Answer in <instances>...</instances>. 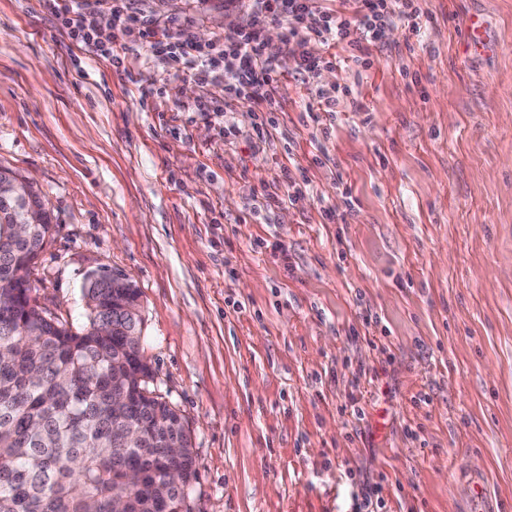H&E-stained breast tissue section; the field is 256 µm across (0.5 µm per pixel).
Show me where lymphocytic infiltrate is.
<instances>
[{
	"mask_svg": "<svg viewBox=\"0 0 512 512\" xmlns=\"http://www.w3.org/2000/svg\"><path fill=\"white\" fill-rule=\"evenodd\" d=\"M59 28L78 47L108 63L115 72L130 75V55L148 50L158 60L202 83L223 82L225 102L247 101L259 111L276 109L279 81L277 50L265 37L269 24L283 29V42L298 48L295 73L310 82L321 69L335 66L331 49L340 45L361 67H369L368 47L387 24L400 20L409 33L420 35L431 20L417 0H354L351 14L324 9L320 0H243L248 21L234 40L199 42L187 27L135 8L133 0H108L104 23L88 21L78 0H41ZM122 43L113 46L112 36Z\"/></svg>",
	"mask_w": 512,
	"mask_h": 512,
	"instance_id": "lymphocytic-infiltrate-1",
	"label": "lymphocytic infiltrate"
}]
</instances>
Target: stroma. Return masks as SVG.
Returning a JSON list of instances; mask_svg holds the SVG:
<instances>
[{
	"label": "stroma",
	"mask_w": 512,
	"mask_h": 512,
	"mask_svg": "<svg viewBox=\"0 0 512 512\" xmlns=\"http://www.w3.org/2000/svg\"><path fill=\"white\" fill-rule=\"evenodd\" d=\"M137 6L203 43L247 19L242 0ZM423 6L421 36L394 22L370 68L340 48L313 85L269 25L260 135L221 85L140 58L126 79L40 0H0V166L56 224L33 294L77 329L88 271L136 282L153 386L192 435V512H354L378 477V512H467L473 476L512 512V0ZM349 79L318 132L316 86ZM285 167L309 181L295 203Z\"/></svg>",
	"instance_id": "35a3bbf8"
}]
</instances>
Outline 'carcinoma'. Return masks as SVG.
<instances>
[{
  "mask_svg": "<svg viewBox=\"0 0 512 512\" xmlns=\"http://www.w3.org/2000/svg\"><path fill=\"white\" fill-rule=\"evenodd\" d=\"M42 203L35 189L22 202L0 199V512H189L190 431L150 387L140 343L123 333L141 332L136 283L127 276L115 288L106 268L86 282V323L76 332L28 302L31 283L18 270L52 235V213L28 238L13 233ZM124 392L131 403L116 415L112 398Z\"/></svg>",
  "mask_w": 512,
  "mask_h": 512,
  "instance_id": "obj_1",
  "label": "carcinoma"
}]
</instances>
